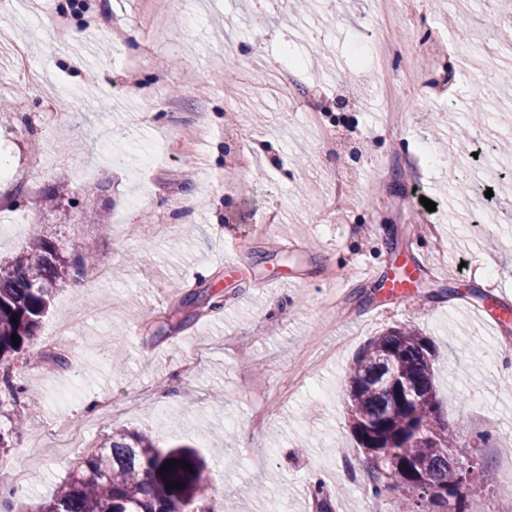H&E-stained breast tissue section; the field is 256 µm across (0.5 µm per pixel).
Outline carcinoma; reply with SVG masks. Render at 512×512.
I'll use <instances>...</instances> for the list:
<instances>
[{"label":"carcinoma","instance_id":"cac0c4a2","mask_svg":"<svg viewBox=\"0 0 512 512\" xmlns=\"http://www.w3.org/2000/svg\"><path fill=\"white\" fill-rule=\"evenodd\" d=\"M95 249L74 257L63 241L36 237L0 261V362L26 351L56 293L86 270ZM18 336L13 345L12 336ZM438 363L430 338L411 327L369 340L348 372L347 411L356 444L367 455L374 493L398 491L392 512H467L466 474L453 453L465 420H447L436 393ZM0 407L17 403L27 387L9 374ZM166 461H182L166 472ZM205 462L189 446L164 449L151 434L115 430L75 466L34 512H212L197 504ZM177 487L169 489L167 484Z\"/></svg>","mask_w":512,"mask_h":512}]
</instances>
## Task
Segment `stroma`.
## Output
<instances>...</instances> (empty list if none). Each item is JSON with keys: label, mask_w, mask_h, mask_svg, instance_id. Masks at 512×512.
I'll use <instances>...</instances> for the list:
<instances>
[{"label": "stroma", "mask_w": 512, "mask_h": 512, "mask_svg": "<svg viewBox=\"0 0 512 512\" xmlns=\"http://www.w3.org/2000/svg\"><path fill=\"white\" fill-rule=\"evenodd\" d=\"M426 4L425 27L455 40L456 17L469 15L479 58L512 71V55L492 41L512 0ZM341 9L334 20L325 0H309L302 12L292 0H0V98L11 100L0 111V160L19 173L25 194L17 213L26 225L0 238V260L37 236L61 239L73 253L88 240L96 246L95 266L78 288L57 293L26 361L4 365L41 399L0 408L1 426L17 411L26 419L10 450L26 481L15 485L0 472V512L50 497L75 458L115 429L200 450L207 480L198 497L212 512H279L284 501L290 512H317L318 484L332 512H364L371 499L387 512L397 494H372L348 423L346 376L372 337L407 326L436 345L445 415L466 420L455 454L474 466L468 512H512V500L498 493L512 477L496 456L512 448V223L500 221L512 212V181H499L471 142L454 144L440 120L468 111L475 68L468 58L423 59L420 94L450 69L456 91L425 111L407 100L406 128L389 133L377 76L353 51L369 38L372 2L342 0ZM241 19V50H263L248 82L225 55L224 31ZM20 50L63 94L46 99L15 71ZM288 54L304 61L293 81L299 91L322 84L332 92L336 72L357 74L363 107L344 113L342 133L364 143L358 164L319 151L317 132L266 89L267 74ZM232 110L264 118L248 143L263 161L243 177L251 193L242 198L225 195ZM485 111L471 137L512 141V97L486 102ZM142 139L155 146V170H142L131 152ZM415 144L452 156L422 175L440 251L414 218L421 204L413 180L381 182L371 166L393 165ZM201 163L209 179L195 176ZM341 165L355 208L328 216L327 180ZM457 176L492 185L495 206L453 192ZM61 177L71 201L51 213L42 196ZM86 207L105 213L111 233L83 220ZM272 211L273 232L257 233ZM228 254L239 258L235 270L224 268ZM403 262L422 265L420 283L412 295L388 296L381 283ZM101 269L110 278H97ZM363 269L371 280L358 279ZM217 293L223 309L189 319L186 295ZM480 305L500 315L498 328L481 320ZM77 308L84 319L76 332L50 338L52 325ZM201 346L207 356L183 374V360ZM59 353L67 364L55 362ZM105 393L111 410H94ZM62 419L83 428L80 446H61ZM258 484L271 491L254 501Z\"/></svg>", "instance_id": "stroma-1"}]
</instances>
